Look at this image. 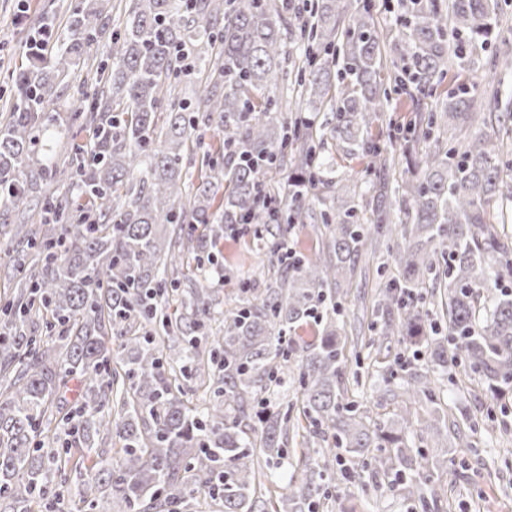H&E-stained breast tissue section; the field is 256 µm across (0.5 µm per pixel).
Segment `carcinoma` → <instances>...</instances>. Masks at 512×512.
<instances>
[{"label": "carcinoma", "mask_w": 512, "mask_h": 512, "mask_svg": "<svg viewBox=\"0 0 512 512\" xmlns=\"http://www.w3.org/2000/svg\"><path fill=\"white\" fill-rule=\"evenodd\" d=\"M94 2L9 74L18 97L0 129V208L43 210L34 230L19 219L28 264L0 305V512L52 506L88 460L76 492L86 512H198L200 494L223 512H320L356 481L410 510L438 506L433 471L456 448L435 439L461 431L437 396L444 376L512 391V234L493 213L512 202L500 138L512 87L497 76L512 71L499 50L509 0H401L393 76L374 0H305L310 20L293 27L292 0H125L124 29L107 43L115 5ZM101 47L111 65L89 69L69 106L89 143L57 158L71 132L59 89ZM488 50L497 81L461 78ZM285 82L299 98L291 117ZM394 94L413 121L373 131ZM326 135L368 160L360 191L331 176ZM422 141L433 145L419 153ZM398 155L408 179L394 178ZM287 162L283 196L268 176ZM321 192L348 199L318 210ZM239 224L277 275L260 293L243 284L219 312L206 271ZM296 224L323 225L325 249L286 250ZM373 239L398 270L367 326V346L385 347L372 397L395 407L377 421L348 396L339 341L341 279ZM185 272L197 285L180 293ZM174 341L179 357L163 356ZM285 382L297 418L265 397ZM103 433L118 444L110 453ZM293 464L303 479L285 492L257 479Z\"/></svg>", "instance_id": "cac0c4a2"}]
</instances>
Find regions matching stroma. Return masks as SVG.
I'll return each mask as SVG.
<instances>
[{"instance_id":"stroma-1","label":"stroma","mask_w":512,"mask_h":512,"mask_svg":"<svg viewBox=\"0 0 512 512\" xmlns=\"http://www.w3.org/2000/svg\"><path fill=\"white\" fill-rule=\"evenodd\" d=\"M78 0H0V106L13 99L12 82L4 81L6 70L21 62L26 44L33 36L34 17L50 18L54 28H63L69 18V8ZM251 236L224 242V271L214 285L225 300H233L243 280L253 287L266 288L274 269L269 260L255 259ZM397 268L385 248L363 254L349 285L344 301L348 329L341 338L347 372L368 367V359L358 358L360 346L354 326L368 324L372 303L389 276ZM441 401L449 417L469 414L472 428L462 431L461 453L448 460L447 468L434 475L444 490L440 512H512V413L505 419L504 429L487 433L484 426L486 411L493 400L480 380H473L469 390L444 388Z\"/></svg>"}]
</instances>
